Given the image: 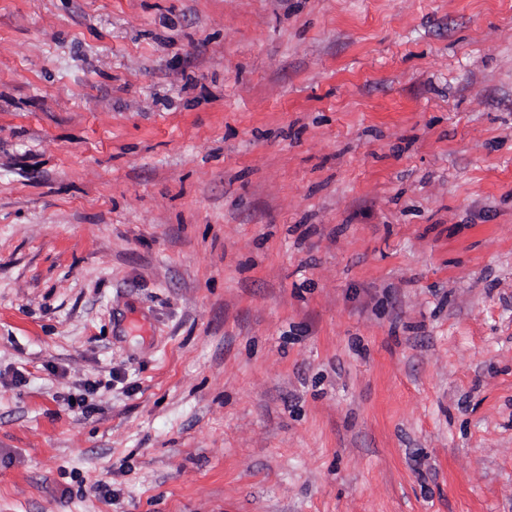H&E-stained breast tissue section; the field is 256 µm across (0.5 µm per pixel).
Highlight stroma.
I'll return each mask as SVG.
<instances>
[{
  "mask_svg": "<svg viewBox=\"0 0 512 512\" xmlns=\"http://www.w3.org/2000/svg\"><path fill=\"white\" fill-rule=\"evenodd\" d=\"M0 512H512V0H0Z\"/></svg>",
  "mask_w": 512,
  "mask_h": 512,
  "instance_id": "1",
  "label": "stroma"
}]
</instances>
